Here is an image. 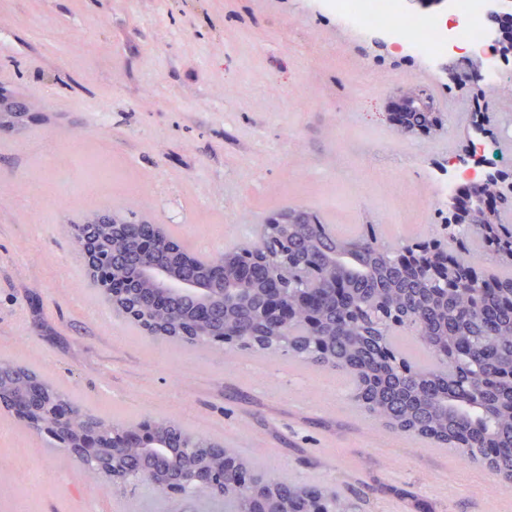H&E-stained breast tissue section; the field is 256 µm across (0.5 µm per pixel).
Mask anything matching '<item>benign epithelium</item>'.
I'll return each mask as SVG.
<instances>
[{"label": "benign epithelium", "instance_id": "1", "mask_svg": "<svg viewBox=\"0 0 512 512\" xmlns=\"http://www.w3.org/2000/svg\"><path fill=\"white\" fill-rule=\"evenodd\" d=\"M512 20V0H485L483 24L486 43L476 51L456 56L448 54L452 78L466 76L462 86L476 96L493 91L487 75V61L512 55V39L501 32V22ZM401 111L390 113L395 131L403 138L424 133L440 134L445 124L439 119L434 95L423 85L410 82L393 89ZM455 171L465 173L471 190L465 208H449L448 223L469 224L479 213L485 222L495 223L496 212L504 197L512 199V162L498 151L486 153L485 144L466 139L462 154L448 162ZM311 222L309 211L298 207L274 214L266 223L255 225L253 239L233 251L235 270L227 274L224 258L209 261L208 278L183 275L168 265L152 259L160 243L178 257L181 267L196 268L199 257L190 254L161 224L150 221L132 224L112 211L97 214L85 224H69L67 233L82 248L81 256L88 273H98L95 287L112 311L122 312L128 322L140 320V310L156 311L170 304L187 305V314L195 326L194 335L202 343L250 349L256 342L246 341L224 325V309L234 307L258 313L277 327L288 325L296 313V305L304 307L311 317L309 328L319 325L312 307L314 291L307 290L288 300V287L300 279L315 285L324 282L319 265L298 260L297 225ZM107 225L112 235L127 239L132 249L124 254L104 253L97 247L100 228ZM437 239L413 240L403 249V265L420 256L426 261L420 273L435 282L446 281L448 262ZM0 409L10 413L37 434H45L70 455L84 462V468L108 484L125 482L151 469L153 460L179 456L181 465L168 470L156 482L167 495L205 494L216 496L224 488L223 475L216 473L201 456V449L218 444L196 434L165 429L159 422L138 425L131 430L114 429L103 437L91 421L77 425L78 406L68 397L59 398L46 388L25 381L14 370L0 367Z\"/></svg>", "mask_w": 512, "mask_h": 512}]
</instances>
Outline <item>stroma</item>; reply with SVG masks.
<instances>
[{"mask_svg": "<svg viewBox=\"0 0 512 512\" xmlns=\"http://www.w3.org/2000/svg\"><path fill=\"white\" fill-rule=\"evenodd\" d=\"M426 67L344 28L322 0H0V94L30 106L0 132V361L116 424L174 419L261 472L340 490L355 512H495L512 481L367 416L341 376L280 353L142 335L90 288L66 227L109 208L207 256L304 207L388 244L441 234L430 185L473 132L512 156V64L476 101L434 69L447 134L399 137L391 90ZM311 97L303 111L294 96ZM107 112L96 125L93 109ZM41 136L53 156L23 150ZM110 182L84 185L97 171ZM52 188L37 217L24 202ZM0 512H223L213 497L111 487L0 412Z\"/></svg>", "mask_w": 512, "mask_h": 512, "instance_id": "obj_1", "label": "stroma"}]
</instances>
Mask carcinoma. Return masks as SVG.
<instances>
[{
    "instance_id": "cac0c4a2",
    "label": "carcinoma",
    "mask_w": 512,
    "mask_h": 512,
    "mask_svg": "<svg viewBox=\"0 0 512 512\" xmlns=\"http://www.w3.org/2000/svg\"><path fill=\"white\" fill-rule=\"evenodd\" d=\"M448 259L457 267L462 288L433 287L416 272L398 266L392 247L377 245L372 224L353 234H338L310 246L318 260L336 261V276L352 283V293L339 298L319 290L326 323L321 335H306L302 318L282 329L295 348L293 358L349 377L356 402L392 429L450 448L512 479V386L492 384L488 376L512 369V262L496 257L512 253V224H448ZM503 269L488 275L485 286L476 276L472 246ZM245 336L265 331L249 313L232 323ZM409 331L439 366L407 362L408 373L384 363L380 345L395 342L392 333ZM268 479L293 503V512H310L323 495L317 486H302L283 475L251 471ZM224 512H268L272 504L253 497L235 473H224Z\"/></svg>"
}]
</instances>
